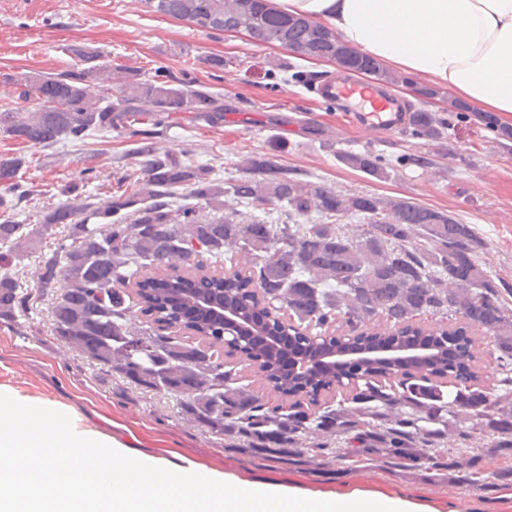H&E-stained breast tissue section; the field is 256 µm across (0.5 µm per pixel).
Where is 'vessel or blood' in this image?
Here are the masks:
<instances>
[{
  "label": "vessel or blood",
  "instance_id": "vessel-or-blood-1",
  "mask_svg": "<svg viewBox=\"0 0 512 512\" xmlns=\"http://www.w3.org/2000/svg\"><path fill=\"white\" fill-rule=\"evenodd\" d=\"M315 93L351 113L359 132L370 140L401 132L410 122L411 114L403 102L376 96L364 85L340 73L323 80L316 86Z\"/></svg>",
  "mask_w": 512,
  "mask_h": 512
}]
</instances>
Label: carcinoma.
Instances as JSON below:
<instances>
[{
    "label": "carcinoma",
    "instance_id": "1",
    "mask_svg": "<svg viewBox=\"0 0 512 512\" xmlns=\"http://www.w3.org/2000/svg\"><path fill=\"white\" fill-rule=\"evenodd\" d=\"M153 11L185 20L206 31L227 27L250 31L256 42H276L303 57L328 56L346 72L367 71L387 82L411 84L409 77L388 75L376 60L344 45L327 26L303 16L275 11L267 0H142ZM85 63L78 70L33 73L3 82L20 87L26 108H1L0 133L32 147L82 142L92 132L130 128L136 121L150 129L165 127L168 112H196L210 123L224 108L206 87L176 79L161 68L145 76L140 70H118L112 95V67L99 63L98 50H74ZM99 87V93L93 88ZM485 126L512 142V127L499 126L484 113ZM415 133L425 139L442 135V122L427 111L416 113ZM142 186L132 194L112 197L91 212L88 224L68 204L50 208L41 224L48 230L69 225L54 251L41 257L38 288L55 296L51 315L54 334L87 359L119 373L128 384L169 396L181 411L209 431L224 436L228 447L252 458L301 466L315 457L382 461L409 474L444 479L453 487H476L482 461L498 456L512 461V377L496 392H486L473 370L474 354L466 331L475 328L493 338L498 364L512 371V308L507 288L480 261L483 242L471 224L452 215L407 201H385L363 194L343 196L288 176L265 154L248 160L252 174L227 187L214 183L210 168L187 164L145 142ZM346 165L369 175L383 173L381 159L369 152L341 156ZM22 157H0V208L23 192L16 182ZM182 189L214 209L224 208L227 193L254 209L280 204L305 215L314 210L336 224H263L237 220L232 213L201 223L193 207L178 215L165 198ZM128 211L131 222L118 215ZM360 216L356 232L340 221ZM28 241L23 225L0 221V242L22 248ZM238 245L252 254L245 273L229 270L199 279L157 278L186 265L187 252L206 253L218 262L224 248ZM203 289L230 305L260 307L267 326L281 329L274 317L282 307L300 324L326 326L341 314L352 338L363 343L388 340L370 323L383 317L398 330V339L426 341L434 348L412 368L430 377L390 392L366 381L346 401L321 410L304 409L295 400L284 411L266 407L224 364L200 347L150 327L135 333L127 325L133 307L165 324L191 330L208 343H224L223 327L196 319L184 308L181 290ZM21 287L10 273L0 275V319L12 320L25 304ZM432 315L460 321L451 332L429 333L414 324ZM263 361L265 379L282 394L296 396L307 388L309 403L318 404L320 390L333 378L298 383L287 376L277 358L262 347L244 348ZM454 373L460 382L443 390L439 378ZM478 434L487 447L469 448Z\"/></svg>",
    "mask_w": 512,
    "mask_h": 512
}]
</instances>
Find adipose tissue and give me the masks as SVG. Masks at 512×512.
Returning <instances> with one entry per match:
<instances>
[{"instance_id": "obj_1", "label": "adipose tissue", "mask_w": 512, "mask_h": 512, "mask_svg": "<svg viewBox=\"0 0 512 512\" xmlns=\"http://www.w3.org/2000/svg\"><path fill=\"white\" fill-rule=\"evenodd\" d=\"M348 47L512 118V0H269Z\"/></svg>"}]
</instances>
